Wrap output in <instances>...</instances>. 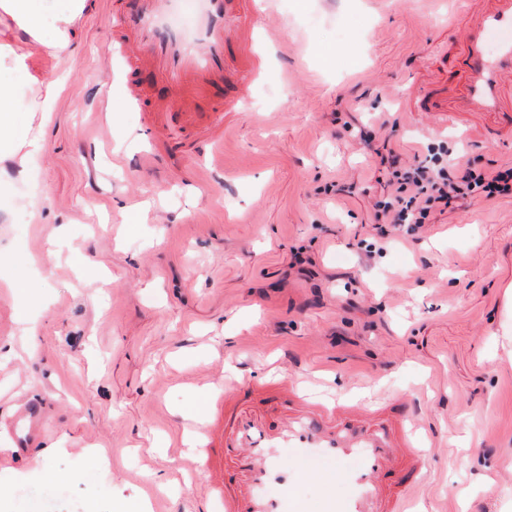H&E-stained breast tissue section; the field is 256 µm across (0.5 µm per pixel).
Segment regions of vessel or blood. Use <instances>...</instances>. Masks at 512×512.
Masks as SVG:
<instances>
[{
    "label": "vessel or blood",
    "instance_id": "1",
    "mask_svg": "<svg viewBox=\"0 0 512 512\" xmlns=\"http://www.w3.org/2000/svg\"><path fill=\"white\" fill-rule=\"evenodd\" d=\"M190 26L198 41L208 46L197 55L181 31L166 24L167 15L183 8V0H134L120 25L141 42V59L159 58L176 88L169 105L190 111L193 105L182 86L187 76L207 78L224 72L231 49L240 62L254 70L257 21L228 27L229 17L256 10L255 0H204ZM479 8L463 5L449 27L459 48L461 82L450 88L434 84L417 102L419 112L459 115L512 113V0H479ZM249 394L241 382L224 383L217 424L206 425L205 435L221 431L220 451L205 452L199 466L220 469L222 485L215 492L224 512H409L410 493L424 476V451L406 420L385 419L378 429L362 424L337 426L336 410L322 406L311 416L308 400L295 384L280 381L272 403L298 407L295 417L270 423L265 412L247 410L241 403ZM298 459L335 464L324 474L326 489L315 501L304 499L298 483L304 470L281 464L282 449ZM343 485L336 495L334 484Z\"/></svg>",
    "mask_w": 512,
    "mask_h": 512
}]
</instances>
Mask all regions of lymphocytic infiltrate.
<instances>
[{"instance_id":"1","label":"lymphocytic infiltrate","mask_w":512,"mask_h":512,"mask_svg":"<svg viewBox=\"0 0 512 512\" xmlns=\"http://www.w3.org/2000/svg\"><path fill=\"white\" fill-rule=\"evenodd\" d=\"M387 163L386 183L394 191L375 214L384 224H422L433 214L466 206L478 194L512 195V167L478 171L467 164L449 165L439 153L406 164L394 150Z\"/></svg>"}]
</instances>
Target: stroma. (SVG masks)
Here are the masks:
<instances>
[{
  "mask_svg": "<svg viewBox=\"0 0 512 512\" xmlns=\"http://www.w3.org/2000/svg\"><path fill=\"white\" fill-rule=\"evenodd\" d=\"M130 2L88 0L33 178L0 188V512H117L145 490L152 512H216L192 461L229 363L407 419L427 450L411 512H461V489L512 512V197L384 238L375 219L389 149L512 167V137L403 108L459 72L455 0H273L283 39L258 40L241 111L215 112L221 81L196 101L223 135L203 155L175 149L179 110L152 118L175 94L161 66H125ZM25 408L43 428L21 452Z\"/></svg>",
  "mask_w": 512,
  "mask_h": 512,
  "instance_id": "stroma-1",
  "label": "stroma"
}]
</instances>
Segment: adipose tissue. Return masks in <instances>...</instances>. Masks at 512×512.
<instances>
[{
  "label": "adipose tissue",
  "instance_id": "obj_1",
  "mask_svg": "<svg viewBox=\"0 0 512 512\" xmlns=\"http://www.w3.org/2000/svg\"><path fill=\"white\" fill-rule=\"evenodd\" d=\"M88 6L87 0H63L61 7L41 10L36 0H0V15L8 17L17 44L0 43V70L19 75L29 82V96L17 97L12 85L0 81V126L8 127L12 138L6 143L9 154L18 158L20 170L43 147V126L34 124L37 113L53 111L67 73L41 76V61H66L76 67L78 58L71 47Z\"/></svg>",
  "mask_w": 512,
  "mask_h": 512
}]
</instances>
